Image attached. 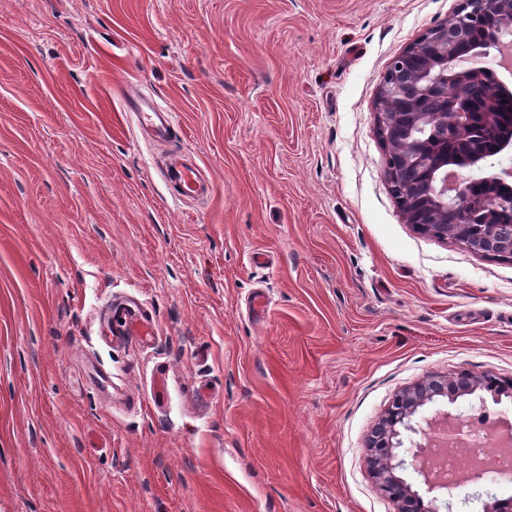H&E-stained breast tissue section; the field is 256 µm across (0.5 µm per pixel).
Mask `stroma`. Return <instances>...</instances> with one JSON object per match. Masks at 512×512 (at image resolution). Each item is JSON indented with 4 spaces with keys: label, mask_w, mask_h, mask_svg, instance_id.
<instances>
[{
    "label": "stroma",
    "mask_w": 512,
    "mask_h": 512,
    "mask_svg": "<svg viewBox=\"0 0 512 512\" xmlns=\"http://www.w3.org/2000/svg\"><path fill=\"white\" fill-rule=\"evenodd\" d=\"M457 4L0 0V512H397L365 463L395 395L512 379V260L406 224L377 134L389 64ZM127 111L135 125L150 135V140L166 145L175 133V113L163 104L144 97L127 100ZM161 175L181 199H195L210 192L209 179L201 167L192 162L186 163L177 155L163 162ZM116 326L124 332L125 336H135L138 340H143L144 338H150L154 336V328L152 325L141 322L138 319L128 320L126 316L116 310L114 313ZM120 319H123V322H120Z\"/></svg>",
    "instance_id": "obj_1"
}]
</instances>
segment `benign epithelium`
Returning <instances> with one entry per match:
<instances>
[{
	"mask_svg": "<svg viewBox=\"0 0 512 512\" xmlns=\"http://www.w3.org/2000/svg\"><path fill=\"white\" fill-rule=\"evenodd\" d=\"M483 29L486 46L458 51L460 22ZM512 48V0H460L448 20L427 30L394 58L383 76L376 107L377 130L388 148L387 181L406 223L434 238L452 241L488 258L512 257V224H502L499 214L512 209L509 199L490 200L470 192L472 183L487 181L509 186L512 166V125L501 121L500 100L512 90L482 64L489 49ZM477 84L482 87L480 110L469 103L448 100V88ZM496 135L499 154L481 152H433L429 139L445 141L469 138L475 126ZM487 392L494 403L512 398V381L490 374L428 377L397 394L368 439L367 465L381 490L398 512H437L405 477L413 469L432 490L447 484L433 477L426 466L430 442L421 443L408 434L428 437L419 418L432 403ZM482 512H512V498L489 497Z\"/></svg>",
	"mask_w": 512,
	"mask_h": 512,
	"instance_id": "1",
	"label": "benign epithelium"
}]
</instances>
